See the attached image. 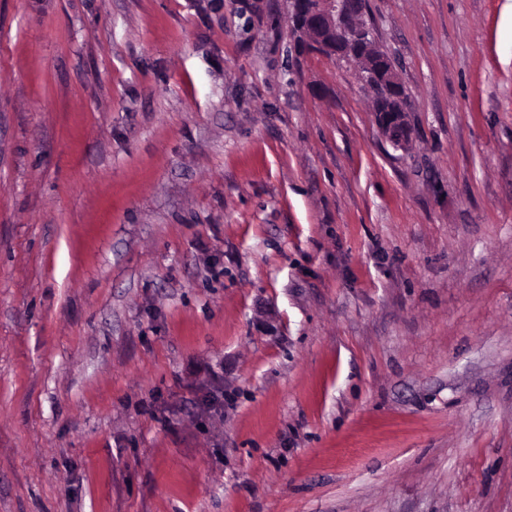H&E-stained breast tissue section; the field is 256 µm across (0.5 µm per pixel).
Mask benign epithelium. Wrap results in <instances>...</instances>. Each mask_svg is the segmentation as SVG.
I'll use <instances>...</instances> for the list:
<instances>
[{"label": "benign epithelium", "mask_w": 512, "mask_h": 512, "mask_svg": "<svg viewBox=\"0 0 512 512\" xmlns=\"http://www.w3.org/2000/svg\"><path fill=\"white\" fill-rule=\"evenodd\" d=\"M291 20L315 50L330 58L357 59L367 90L377 85L389 101L402 98L392 61L382 52L371 50L373 28L366 20V0H293ZM405 115L401 107H387L377 113L381 133L399 149L408 145Z\"/></svg>", "instance_id": "7a95c632"}]
</instances>
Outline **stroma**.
<instances>
[{
	"mask_svg": "<svg viewBox=\"0 0 512 512\" xmlns=\"http://www.w3.org/2000/svg\"><path fill=\"white\" fill-rule=\"evenodd\" d=\"M395 149L288 0H0V512H512V0H366ZM406 109L387 107L382 112H376L378 126L383 136L395 148L406 149L408 145Z\"/></svg>",
	"mask_w": 512,
	"mask_h": 512,
	"instance_id": "stroma-1",
	"label": "stroma"
}]
</instances>
